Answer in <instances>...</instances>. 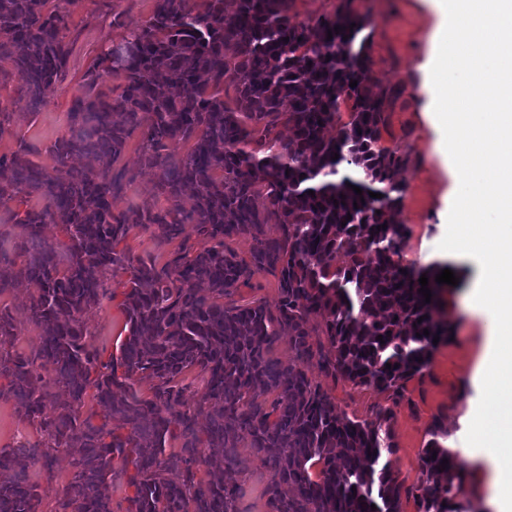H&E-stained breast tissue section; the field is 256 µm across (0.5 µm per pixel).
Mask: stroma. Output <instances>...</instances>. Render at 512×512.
Returning a JSON list of instances; mask_svg holds the SVG:
<instances>
[{
	"label": "stroma",
	"mask_w": 512,
	"mask_h": 512,
	"mask_svg": "<svg viewBox=\"0 0 512 512\" xmlns=\"http://www.w3.org/2000/svg\"><path fill=\"white\" fill-rule=\"evenodd\" d=\"M62 6L70 50L68 74L63 82L44 91L36 109L20 102L19 81L12 76L9 61L0 60V105L18 115L16 123L0 135V152L14 151L19 142H26L31 160L49 169L55 165L56 141L70 134L68 114L82 94L88 69L112 44L113 11L125 12L129 20L141 22L148 19L152 0H63ZM351 7L373 20L372 74L387 92L382 142L399 147L408 156L401 173L405 192L398 216L408 229L403 255L405 260L423 265L443 233L447 201L454 193L435 153L436 134L427 120L433 105L425 89L424 63L434 19L423 0H352ZM448 267L458 283L441 285L438 298L441 315L452 325V338L435 350L424 376L408 383L406 396L395 409L393 432L398 448L388 462L408 487L418 482L429 429L441 423L448 430V444H455L470 419L476 393L472 373L484 323L470 312L468 296L478 269L466 258L449 262ZM108 287L110 297L83 315L90 332L88 342L104 359L115 353L126 337V317L118 299L123 289L115 280L109 281ZM0 305L8 307L20 329L16 339L6 342V349L31 353L38 344L39 330L27 319L26 288L0 295ZM307 372L319 377L338 409L348 416L365 419L388 403L385 395L320 376L316 367H308ZM22 439L35 442L39 436L21 421L13 400L0 398V452L15 451ZM242 455L248 460L246 470H227L223 477L241 487L243 512H267L263 489L269 472L250 450H243ZM26 471L41 494L42 512H52L73 477L67 449H60L49 466L28 461Z\"/></svg>",
	"instance_id": "1"
}]
</instances>
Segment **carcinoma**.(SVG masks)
<instances>
[{
	"instance_id": "1",
	"label": "carcinoma",
	"mask_w": 512,
	"mask_h": 512,
	"mask_svg": "<svg viewBox=\"0 0 512 512\" xmlns=\"http://www.w3.org/2000/svg\"><path fill=\"white\" fill-rule=\"evenodd\" d=\"M152 2L142 23L112 12L118 35L54 146L58 165H83L61 180L27 159L23 141L0 154V211L26 254L17 268L0 249V295L29 288L40 328L33 358L0 350V398L43 435L32 456L50 465L57 449H77L56 512H112L101 491L109 480L135 488L127 512H242L238 485L196 471L218 459L246 468L241 448L270 470L268 512H403L410 496L418 512H464L462 461L447 431H430L419 484L407 488L384 462L396 451L393 408L351 418L305 371L314 362L397 405L449 330L420 292L423 274L434 288L436 268L404 262L396 215L408 158L381 143L373 21L351 0L313 25L293 21L291 0ZM65 30L59 0H0V60L30 107L67 76ZM105 75L123 78L112 103L98 91ZM141 127L139 168L156 173L170 206L116 214L112 199L138 175L118 162ZM32 195L42 207L28 204ZM48 224L66 240L47 238ZM136 229L160 246L180 240L174 257L133 259L120 244ZM240 238L250 242L245 256ZM263 272L277 277V300L233 299ZM122 276L128 334L104 362L82 315ZM285 331L286 363L273 355ZM14 336L0 307V337ZM192 372L205 392L191 407ZM145 377L148 398L135 388ZM171 441L179 451L168 455ZM3 472L0 512H38L25 467L0 453Z\"/></svg>"
}]
</instances>
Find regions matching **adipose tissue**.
<instances>
[{"label": "adipose tissue", "instance_id": "1", "mask_svg": "<svg viewBox=\"0 0 512 512\" xmlns=\"http://www.w3.org/2000/svg\"><path fill=\"white\" fill-rule=\"evenodd\" d=\"M435 18L426 90L443 104L436 150L457 178L442 258L475 257L470 309L485 323L477 379L490 383L467 435L489 469L493 512H512V0H426Z\"/></svg>", "mask_w": 512, "mask_h": 512}]
</instances>
